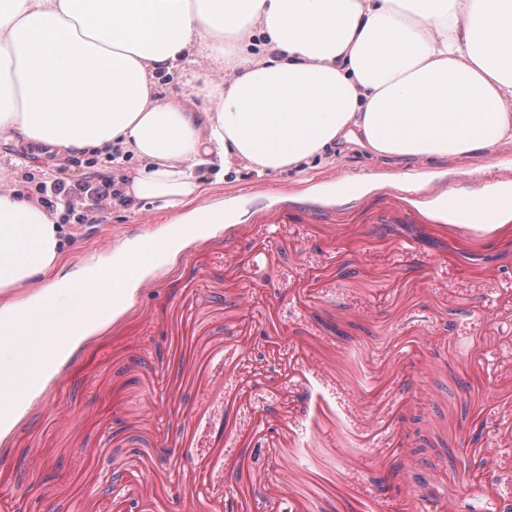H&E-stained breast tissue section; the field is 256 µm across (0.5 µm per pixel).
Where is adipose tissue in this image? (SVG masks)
Listing matches in <instances>:
<instances>
[{
  "instance_id": "1",
  "label": "adipose tissue",
  "mask_w": 512,
  "mask_h": 512,
  "mask_svg": "<svg viewBox=\"0 0 512 512\" xmlns=\"http://www.w3.org/2000/svg\"><path fill=\"white\" fill-rule=\"evenodd\" d=\"M198 57L204 111L157 96L155 71ZM342 140L428 162L512 142V0H0V141L133 153L126 195L178 210L204 168L296 169ZM186 230L63 275L55 215L0 187V437L48 352Z\"/></svg>"
}]
</instances>
